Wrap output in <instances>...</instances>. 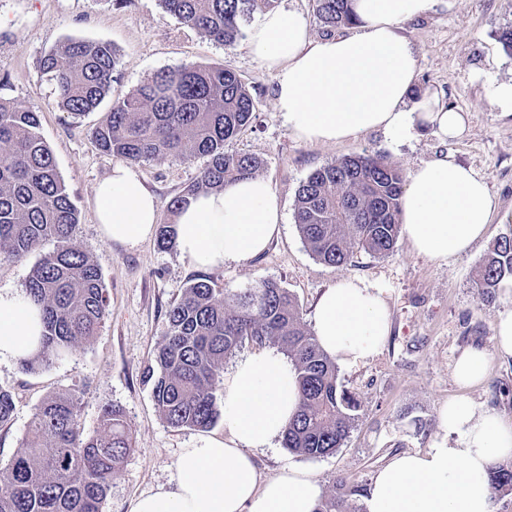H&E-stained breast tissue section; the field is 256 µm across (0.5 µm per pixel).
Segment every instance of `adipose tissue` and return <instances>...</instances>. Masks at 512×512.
I'll use <instances>...</instances> for the list:
<instances>
[{
    "label": "adipose tissue",
    "instance_id": "adipose-tissue-1",
    "mask_svg": "<svg viewBox=\"0 0 512 512\" xmlns=\"http://www.w3.org/2000/svg\"><path fill=\"white\" fill-rule=\"evenodd\" d=\"M434 0H352L355 22L343 35L314 37L305 16L278 8L251 29L247 49L277 78L275 104L298 139L336 144L382 130L396 137L430 127L444 139L464 134L465 113L438 95H410L416 58L401 23L420 18ZM94 215L106 241L133 249L153 236L156 197L126 162L94 189ZM496 208L472 168L437 159L415 168L401 199L403 235L430 259L467 253L485 236ZM270 183L252 176L190 197L175 216V241L192 265L219 269L263 253L281 230ZM321 348L344 365L366 363L389 333L385 292L342 279L323 292L314 316ZM42 311L22 291L0 289V359L36 352ZM494 348L464 349L453 366L462 395L440 411L443 441L392 458L376 473L366 512H495L491 467L512 458V420L486 410L467 394L483 382L490 354L512 363V308L498 315ZM299 405L297 373L273 350L239 359L224 376L223 436L199 437L183 449L168 482L140 496L132 512H316L317 480L288 469L261 479L256 451L281 435Z\"/></svg>",
    "mask_w": 512,
    "mask_h": 512
}]
</instances>
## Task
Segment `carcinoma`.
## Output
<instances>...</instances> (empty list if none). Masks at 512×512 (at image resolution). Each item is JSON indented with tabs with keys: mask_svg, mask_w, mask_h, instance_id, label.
<instances>
[{
	"mask_svg": "<svg viewBox=\"0 0 512 512\" xmlns=\"http://www.w3.org/2000/svg\"><path fill=\"white\" fill-rule=\"evenodd\" d=\"M275 0H160L165 12L226 46L243 36L258 9ZM326 31L353 24L351 0H315ZM118 64L107 42L71 38L50 50L41 67L54 84L55 106L70 115L95 111ZM255 102L236 73L222 65L164 71L112 104L93 129L106 152L132 164L159 155L209 157L197 181L171 201L176 214L201 191L255 175L260 161L228 153L226 141L252 120ZM402 171L382 155L353 154L313 171L299 186L295 224L320 262L339 267L356 252L385 256L400 233ZM79 214L39 133L37 114L0 98V255L17 260L46 241L54 249L31 268L26 294L43 311L40 349L19 360L23 370L50 366L77 341H90L107 306L98 263L74 243ZM512 277V238L498 239L476 288L486 302ZM280 346L297 372L300 404L282 433L283 447L321 458L342 447L358 408L337 382L335 360L302 322L287 289L274 280L224 295L197 278L168 311V326L142 373L156 409L172 427L198 431L220 417L214 394L224 359L245 342ZM78 399L53 395L35 408L23 452L0 468V512H101L112 479L131 449L122 407L102 408L100 430L83 434ZM495 492H512V464L489 473ZM361 490L339 485L316 512H359Z\"/></svg>",
	"mask_w": 512,
	"mask_h": 512,
	"instance_id": "1",
	"label": "carcinoma"
}]
</instances>
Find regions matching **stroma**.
<instances>
[{"mask_svg": "<svg viewBox=\"0 0 512 512\" xmlns=\"http://www.w3.org/2000/svg\"><path fill=\"white\" fill-rule=\"evenodd\" d=\"M508 27L512 0H435L426 15L400 26L415 51V93L438 94L465 112L468 127L461 138L445 141L434 129L417 127L402 138L375 130L319 144L289 132L275 106V76L249 55L245 41L231 47L215 42L166 13L159 0H0V97L38 113L39 131L79 212L75 241L98 262L107 296L97 335L75 343L52 366L25 372L17 361L0 363V387L14 400L11 421L0 426V467L21 452L35 408L50 395L70 393L79 400L85 435L97 433L108 403L124 409L132 430L133 449L101 512H130L137 497L166 483L181 449L191 447L200 433L161 418L142 372L166 331L170 307L198 278L220 291L276 280L292 295L309 329L318 298L340 279L384 289L387 296L391 329L380 352L365 364L337 367L339 386L361 404L342 447L309 458L274 440L255 454L262 479L298 468L314 475L326 495L339 483L366 490L395 455L422 452L440 440V409L460 393L452 377L456 357L473 345L493 349L498 314L512 307V293L497 289L495 300L486 303L475 288L493 243L512 236V112L491 107L487 79L474 76L481 68L487 78H512V53L499 40ZM68 38L111 42L119 58L99 109L76 118L52 107L54 86L40 65ZM193 65L229 68L253 95L252 124L224 148L260 159L259 174L269 180L282 214L281 232L264 254L221 269L194 267L154 238L134 249L106 241L93 211L94 187L116 158L97 146L92 128L114 101L155 74ZM363 150L385 155L406 174L439 158L471 167L497 202L486 239L448 261L418 256L403 239L383 257L357 252L340 267L318 261L294 223L298 189L314 170ZM207 162L204 156L189 161L159 156L135 164L159 201L160 223L171 222L169 202L196 181ZM469 395L481 407L512 418V365L493 360L486 380Z\"/></svg>", "mask_w": 512, "mask_h": 512, "instance_id": "stroma-1", "label": "stroma"}]
</instances>
